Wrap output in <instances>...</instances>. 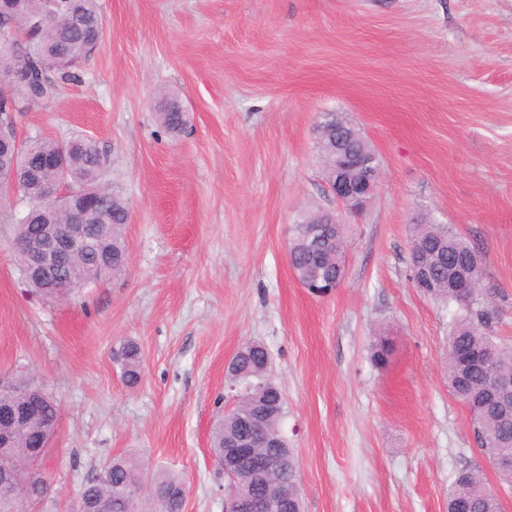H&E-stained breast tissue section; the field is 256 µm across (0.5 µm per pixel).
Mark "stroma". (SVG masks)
<instances>
[{
  "label": "stroma",
  "instance_id": "obj_1",
  "mask_svg": "<svg viewBox=\"0 0 512 512\" xmlns=\"http://www.w3.org/2000/svg\"><path fill=\"white\" fill-rule=\"evenodd\" d=\"M104 33L21 139L90 138L129 202L124 274L65 304L25 285L0 198V373L33 374L60 409L43 468L68 512L86 479L134 454L170 469L184 512H224L211 456L247 342L273 359L305 512H448L465 466L500 481L448 390V313L415 288L411 226H451L483 258L512 346V0H98ZM173 92L190 121L157 120ZM378 152L363 215L340 211L317 158L324 113ZM336 213L345 279L315 297L288 229ZM393 355L375 367L371 345ZM135 341L137 387L112 350Z\"/></svg>",
  "mask_w": 512,
  "mask_h": 512
}]
</instances>
